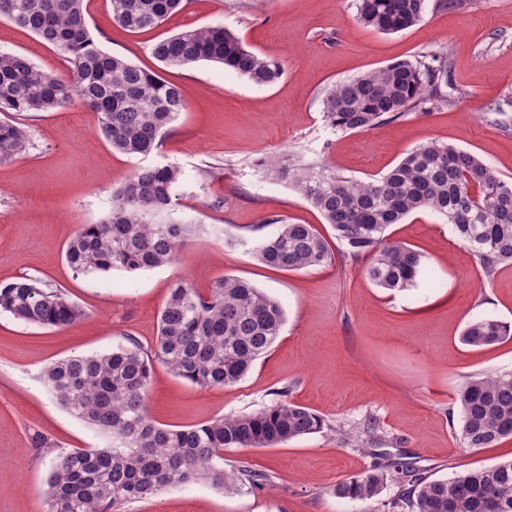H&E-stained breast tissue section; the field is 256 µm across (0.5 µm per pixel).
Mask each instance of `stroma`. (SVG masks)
<instances>
[{"label": "stroma", "instance_id": "35a3bbf8", "mask_svg": "<svg viewBox=\"0 0 512 512\" xmlns=\"http://www.w3.org/2000/svg\"><path fill=\"white\" fill-rule=\"evenodd\" d=\"M426 4L420 24L382 34L357 21V0H186L160 27L133 33L114 21L110 0H85L89 29L103 50L182 90L187 108L146 162L183 169L167 218L196 224L197 231L173 265L73 276L64 261L67 243L79 225L111 211L114 189L138 161L113 151L94 112L79 103L17 115L30 143L0 165V285L33 279L63 291L84 316L45 328L0 313V512H46L57 453L105 444L56 403L43 368L111 351L129 338L152 348L177 279L203 294L222 277L246 279L281 303L285 323L271 349L231 386L202 388L154 364L153 422L189 426L250 414L283 392L327 426L271 448L225 449V470L247 465L268 472L273 484L266 489L220 490L198 481L122 505L121 512H366L367 503L336 497L333 489L378 455L416 463L433 479L512 459V437L475 452L464 448L456 401L468 377L512 372V338L475 350L460 341L470 320L512 323V265L485 276L445 217L419 211L389 232L426 256L434 284L383 291L365 277L362 261L333 240L320 213L264 171L268 157L284 156L369 180L408 151L439 141L512 179V0ZM217 23L279 59L281 79L258 86L207 61L167 69L151 54L162 37ZM0 52L23 54L54 77L70 74L56 49L5 19ZM435 52L448 55V105L416 108L366 132H337L325 120L321 100L335 83ZM271 215L330 237L332 263L301 271L261 264L254 255L257 228ZM369 422L379 440L362 451L358 433Z\"/></svg>", "mask_w": 512, "mask_h": 512}]
</instances>
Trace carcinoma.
I'll list each match as a JSON object with an SVG mask.
<instances>
[{"mask_svg": "<svg viewBox=\"0 0 512 512\" xmlns=\"http://www.w3.org/2000/svg\"><path fill=\"white\" fill-rule=\"evenodd\" d=\"M183 0H111L119 25L140 31L160 27ZM426 0H359L357 19L393 34L423 20ZM0 18L55 47L71 64L69 79L41 72L28 57L0 53V114L52 112L77 98L98 116V128L113 150L130 158L158 151L186 108L180 87L156 72L104 51L91 35L84 0H0ZM152 55L167 68L214 62L253 84L275 83L283 64L248 49L223 25L187 30L153 44ZM448 59L443 53L400 59L334 85L322 98L326 121L338 131H365L406 111L451 101ZM29 142L27 128L0 120V164L15 159ZM273 180L289 183L310 202L364 275L387 291H404L432 279L425 256L390 240L393 224L430 210L448 218L457 238L486 274L512 263V181L475 154L451 144L428 142L408 152L379 179L356 181L324 168L273 159ZM184 171L172 165L137 167L114 192L112 211L82 225L68 243L65 260L74 275L121 270L129 273L173 264L190 225L164 222ZM277 231L255 245L257 259L297 271L332 262L326 238L310 224L271 216ZM0 312L44 327H63L83 317L59 289L24 278L0 286ZM285 322L281 304L250 282L224 277L202 295L187 281L172 283L161 310L151 351L134 340L112 352L75 356L47 366L43 377L63 407L108 438L103 448L60 453L48 479L46 512H120L130 501L200 479L216 488L262 490L266 472L241 466L224 471V449L273 447L327 426L313 410L281 399L252 414L225 416L196 425L166 428L147 412L154 363L200 387L241 381L267 353ZM512 338V325L494 318L468 322L461 343L483 348ZM459 433L471 450L512 437V372L470 376L457 393ZM397 493L388 500V486ZM333 494L382 506V512H512V460L451 478L429 479L410 462H378L336 485Z\"/></svg>", "mask_w": 512, "mask_h": 512, "instance_id": "carcinoma-1", "label": "carcinoma"}]
</instances>
